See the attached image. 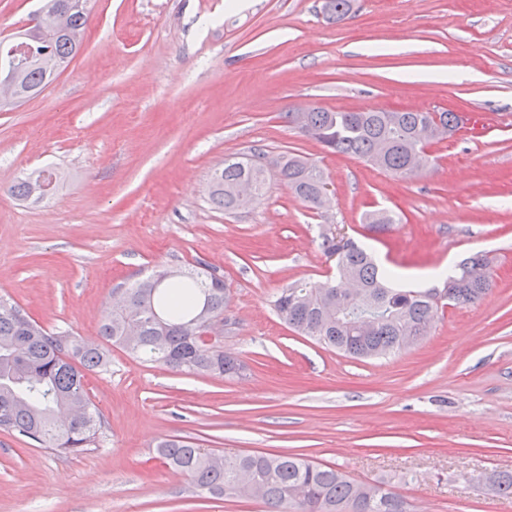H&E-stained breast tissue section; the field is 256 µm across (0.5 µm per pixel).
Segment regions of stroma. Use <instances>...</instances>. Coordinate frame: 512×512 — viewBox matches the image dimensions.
I'll return each instance as SVG.
<instances>
[{
  "label": "stroma",
  "mask_w": 512,
  "mask_h": 512,
  "mask_svg": "<svg viewBox=\"0 0 512 512\" xmlns=\"http://www.w3.org/2000/svg\"><path fill=\"white\" fill-rule=\"evenodd\" d=\"M93 0L81 51L39 95L0 111V297L53 331L96 339L116 289L202 262L231 288L224 348L243 376L194 377L113 348L87 373L95 450L0 431V512H263L196 492L156 453L183 437L233 453L290 452L362 481L393 480L415 512H512L486 475L512 470V0ZM426 109L463 117L418 177L325 154L288 110ZM308 157L333 186L316 213L268 174L234 211L209 200L225 158ZM62 176L31 204L6 188ZM392 213L366 237L363 217ZM395 273L483 251L480 304L449 306L414 347L356 360L289 330L273 293L325 282L324 228Z\"/></svg>",
  "instance_id": "obj_1"
}]
</instances>
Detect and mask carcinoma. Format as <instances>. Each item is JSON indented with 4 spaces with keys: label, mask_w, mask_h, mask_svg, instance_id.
<instances>
[{
    "label": "carcinoma",
    "mask_w": 512,
    "mask_h": 512,
    "mask_svg": "<svg viewBox=\"0 0 512 512\" xmlns=\"http://www.w3.org/2000/svg\"><path fill=\"white\" fill-rule=\"evenodd\" d=\"M59 3L56 31L44 41L27 28L22 35L32 52H46L68 64L81 50L90 14ZM351 0H323L331 20L351 10ZM55 76L36 65L16 76V93L23 99L41 92ZM297 128L304 137L336 155L355 157L397 178L409 179L412 159L421 149L419 133L430 144L450 137L459 126L454 112H363L313 107ZM281 182L307 208L321 210L324 171L296 153L276 162ZM255 183L257 195L266 184L260 163L224 160L212 175L211 202L219 209H236L232 189ZM8 192L21 200L38 201L29 176ZM391 215L366 214L365 228L384 233ZM321 245L336 257L338 280L320 288L300 282L280 288L273 301L279 320L301 336L356 359H372L406 350L428 336L447 305L470 306L482 301L491 286L492 259L476 253L456 265L455 275L442 287L401 288L364 248L351 239L321 234ZM346 278L362 294L339 287ZM120 306L110 305L99 325L101 340L89 344L75 336L47 331L14 302L0 298V430L39 448L64 454L90 450L102 429L97 406L84 386L85 373L103 371L113 346L130 356L194 376H241L246 364L207 342L206 323L224 318L231 296L226 282L208 266L178 269L158 280L149 275L124 289ZM444 296L443 302L436 300ZM163 463L189 477L197 490L226 501L254 500L264 512H411L407 500L389 480L358 482L344 472L293 454L228 455L177 438L157 444ZM495 491L512 498V471L493 472Z\"/></svg>",
    "instance_id": "carcinoma-1"
}]
</instances>
